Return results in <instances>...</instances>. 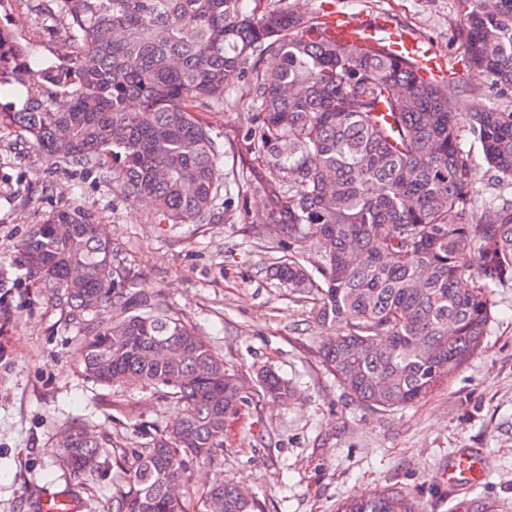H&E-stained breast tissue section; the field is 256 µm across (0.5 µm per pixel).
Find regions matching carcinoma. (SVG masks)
Instances as JSON below:
<instances>
[{"label": "carcinoma", "mask_w": 512, "mask_h": 512, "mask_svg": "<svg viewBox=\"0 0 512 512\" xmlns=\"http://www.w3.org/2000/svg\"><path fill=\"white\" fill-rule=\"evenodd\" d=\"M471 76L512 96V0H458ZM41 21H67L69 52L25 80V45L0 55V79L26 87L8 124L58 170L92 177L130 205L144 200L150 224L170 229L219 220L224 142L197 112L224 104L249 78L246 142L265 168L242 192L266 208L253 224L310 243L323 283L306 260L272 264L275 278L315 292V317L335 330L323 359L342 389L383 409L412 404L452 377L481 348L493 289L512 286V108L455 110L450 74L424 77L374 47L329 34L324 15L290 5L245 13L241 0H38ZM279 59L273 69L255 63ZM478 146L497 193L480 195ZM100 217L75 205L54 209L17 244L26 274L67 309L78 358L103 386L172 391L183 418L156 430L123 468L111 512H189L177 490L186 459L213 462L224 429L249 386L192 325L116 266ZM257 398L282 403L288 380L258 378ZM66 468L93 474L107 443L65 430ZM205 512H256L258 503L222 479L202 491ZM337 512H419L398 488L352 498Z\"/></svg>", "instance_id": "cac0c4a2"}]
</instances>
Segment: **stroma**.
<instances>
[{
  "mask_svg": "<svg viewBox=\"0 0 512 512\" xmlns=\"http://www.w3.org/2000/svg\"><path fill=\"white\" fill-rule=\"evenodd\" d=\"M333 11L381 15L412 29L448 61L462 87L459 111L490 106L469 90L457 0H332ZM33 0H0V29L27 44V75L57 59L65 23L30 39ZM232 85L224 106L199 118L224 143V176L262 167L243 139L248 120ZM81 203L101 217L99 230L136 291L157 295L172 315L194 325L248 384L270 368L294 390L285 404L247 402L224 431L217 463L188 466L190 485L217 479L243 486L261 512H336L343 501L391 487L422 512H512V286L494 291L493 319L477 355L424 398L398 409L371 408L345 393L322 360L330 331L314 318L316 297L270 278L273 260L309 256L307 242L257 231L247 216L265 200L219 193L217 224L166 232L146 223L145 206L112 197L93 179L51 171L29 142L0 126V252L55 208ZM181 417L175 399L150 387L106 388L83 373L64 309L44 297L15 262L0 259V512H38L40 494L71 491L83 512H103L121 485V465L146 434ZM78 423L109 441L92 476L60 466L55 445ZM480 450L484 480L459 492L441 479L448 458Z\"/></svg>",
  "mask_w": 512,
  "mask_h": 512,
  "instance_id": "1",
  "label": "stroma"
}]
</instances>
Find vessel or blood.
I'll return each mask as SVG.
<instances>
[{"mask_svg":"<svg viewBox=\"0 0 512 512\" xmlns=\"http://www.w3.org/2000/svg\"><path fill=\"white\" fill-rule=\"evenodd\" d=\"M329 26L336 36L355 38L370 46H383L400 58H408L422 68L424 76H441L447 62L429 42L407 29L399 28L379 16L364 18L338 14L331 17ZM485 476L482 454L465 449L452 455L443 472L445 481L455 488H467ZM41 512H82L81 501L73 496L45 494L39 500Z\"/></svg>","mask_w":512,"mask_h":512,"instance_id":"vessel-or-blood-1","label":"vessel or blood"}]
</instances>
